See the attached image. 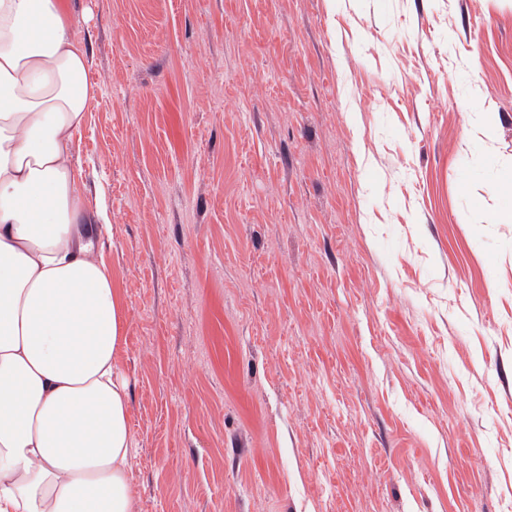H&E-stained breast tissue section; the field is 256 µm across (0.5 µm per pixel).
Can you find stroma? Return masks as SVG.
<instances>
[{
    "label": "stroma",
    "instance_id": "stroma-1",
    "mask_svg": "<svg viewBox=\"0 0 512 512\" xmlns=\"http://www.w3.org/2000/svg\"><path fill=\"white\" fill-rule=\"evenodd\" d=\"M72 11L136 512H512V0Z\"/></svg>",
    "mask_w": 512,
    "mask_h": 512
}]
</instances>
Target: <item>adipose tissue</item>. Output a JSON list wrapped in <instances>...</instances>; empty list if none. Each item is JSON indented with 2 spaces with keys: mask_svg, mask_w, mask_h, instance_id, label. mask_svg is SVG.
<instances>
[{
  "mask_svg": "<svg viewBox=\"0 0 512 512\" xmlns=\"http://www.w3.org/2000/svg\"><path fill=\"white\" fill-rule=\"evenodd\" d=\"M63 0H0V512H135L125 314L73 160L98 87Z\"/></svg>",
  "mask_w": 512,
  "mask_h": 512,
  "instance_id": "adipose-tissue-1",
  "label": "adipose tissue"
}]
</instances>
